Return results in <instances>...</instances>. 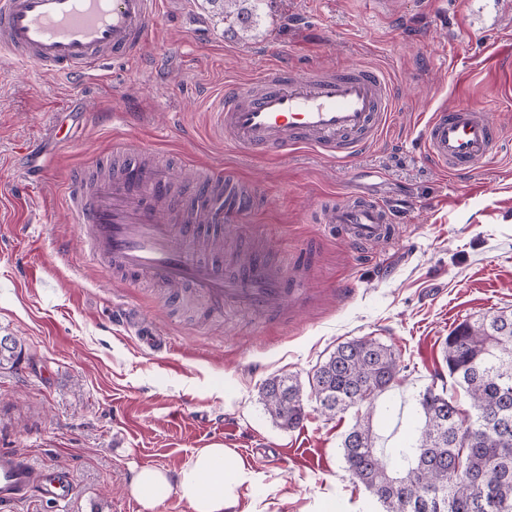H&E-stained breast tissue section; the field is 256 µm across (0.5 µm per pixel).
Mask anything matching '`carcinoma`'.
<instances>
[{"label": "carcinoma", "instance_id": "carcinoma-1", "mask_svg": "<svg viewBox=\"0 0 512 512\" xmlns=\"http://www.w3.org/2000/svg\"><path fill=\"white\" fill-rule=\"evenodd\" d=\"M232 34L251 31L264 0H208ZM443 359L455 388L432 386L415 398L422 419L415 438L377 447L374 402L404 370L391 346L360 337L339 343L307 380L292 374L268 378L259 390L271 420L297 428L314 400L330 418L350 410L355 424L341 441L352 478L384 512H512V310L459 324L443 342ZM22 348L0 338V368L20 364Z\"/></svg>", "mask_w": 512, "mask_h": 512}]
</instances>
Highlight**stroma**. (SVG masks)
<instances>
[{"instance_id": "1", "label": "stroma", "mask_w": 512, "mask_h": 512, "mask_svg": "<svg viewBox=\"0 0 512 512\" xmlns=\"http://www.w3.org/2000/svg\"><path fill=\"white\" fill-rule=\"evenodd\" d=\"M160 2L139 58L98 77L39 74L0 55V336L23 351L0 370V448L40 470L67 467L75 484L68 506L34 497L13 512H144L129 492L135 473L177 471L213 443L265 476L241 504L317 512L331 495L343 512H382L342 457L353 413L310 404L288 431L258 391L372 336L404 367L378 407L409 405L447 383L442 344L458 324L512 309V0H266L245 41L225 35L207 0ZM280 59L385 67L397 102L381 139L342 164L312 148L232 149L209 122L210 99ZM443 105L491 107L500 129L470 174H442L423 155L424 124ZM128 135L174 171L197 159L251 187L257 207L237 241L264 243L274 263L296 258L302 300L273 317L212 311L191 290L174 299L87 263L62 188L113 166ZM347 192L394 207V243L360 251L313 223L325 197ZM117 303L140 310L170 350L142 348Z\"/></svg>"}]
</instances>
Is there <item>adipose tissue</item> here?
<instances>
[{
    "label": "adipose tissue",
    "mask_w": 512,
    "mask_h": 512,
    "mask_svg": "<svg viewBox=\"0 0 512 512\" xmlns=\"http://www.w3.org/2000/svg\"><path fill=\"white\" fill-rule=\"evenodd\" d=\"M259 474L247 468L235 452L214 444L197 449L176 475L145 467L139 470L130 486V492L152 512L161 491L174 490L191 512H259L256 505L241 507L242 487L260 486Z\"/></svg>",
    "instance_id": "obj_1"
}]
</instances>
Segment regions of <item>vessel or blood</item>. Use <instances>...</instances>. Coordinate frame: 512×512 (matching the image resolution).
Instances as JSON below:
<instances>
[{"mask_svg":"<svg viewBox=\"0 0 512 512\" xmlns=\"http://www.w3.org/2000/svg\"><path fill=\"white\" fill-rule=\"evenodd\" d=\"M158 0H0V51L44 73L89 77L109 60L137 59L157 14ZM394 98L381 67L357 63L323 74L273 63L257 82L241 84L219 98L211 117L234 150L262 156L311 147L339 161L371 145L388 126ZM500 131L487 109L458 105L430 113L422 144L442 172H470L487 157ZM122 168L93 182L70 183L67 211L83 235L87 260L123 278L147 276L179 290L192 288L211 309L233 305L279 313L296 299L292 273L270 265L258 252L240 261L233 274L222 265L195 259L191 245L204 224H223L251 208L254 194L229 174L189 165L180 174L145 165L143 146L120 144ZM192 182L206 207L183 206L173 190ZM352 246L395 238L392 210L347 194L327 210ZM141 340L153 352L166 350V337L128 311ZM74 493L71 474L39 475L19 449H0V512L36 495L58 504Z\"/></svg>","mask_w":512,"mask_h":512,"instance_id":"b4317fda","label":"vessel or blood"}]
</instances>
